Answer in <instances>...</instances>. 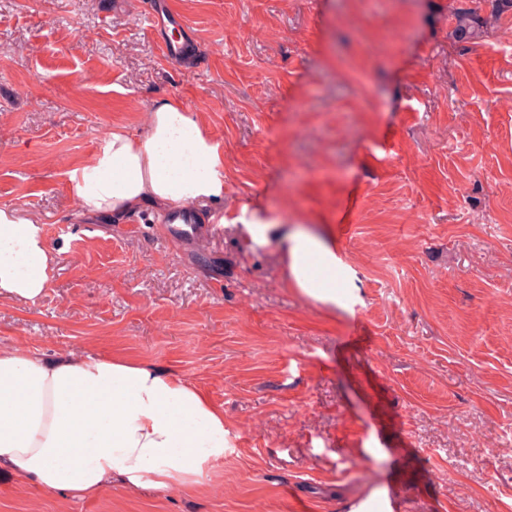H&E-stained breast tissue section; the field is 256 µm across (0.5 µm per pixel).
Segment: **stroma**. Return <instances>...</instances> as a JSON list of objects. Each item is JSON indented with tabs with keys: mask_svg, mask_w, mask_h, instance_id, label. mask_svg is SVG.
<instances>
[{
	"mask_svg": "<svg viewBox=\"0 0 512 512\" xmlns=\"http://www.w3.org/2000/svg\"><path fill=\"white\" fill-rule=\"evenodd\" d=\"M0 0V206L58 253L0 347L122 355L200 384L223 463L90 500L0 475V512H512V0ZM179 98L224 144V231L82 219L64 173ZM359 208H351V201ZM326 224L355 315L285 283L241 209ZM148 26L155 35L163 56L172 62L180 61L185 53V44L181 37H175L171 31L180 32L185 22L174 7V1H157L148 12Z\"/></svg>",
	"mask_w": 512,
	"mask_h": 512,
	"instance_id": "obj_1",
	"label": "stroma"
}]
</instances>
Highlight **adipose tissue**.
Instances as JSON below:
<instances>
[{
    "mask_svg": "<svg viewBox=\"0 0 512 512\" xmlns=\"http://www.w3.org/2000/svg\"><path fill=\"white\" fill-rule=\"evenodd\" d=\"M86 215L146 207H208L224 199V145L175 97L148 114L139 138L115 129L65 173ZM253 248L277 245L286 281L325 306L354 313L360 279L330 230L242 209ZM57 263L40 220L0 206V296L38 299ZM224 412L203 388L120 356L67 351L54 359L0 348V470L84 500L120 479L131 489L191 487L224 460Z\"/></svg>",
    "mask_w": 512,
    "mask_h": 512,
    "instance_id": "1",
    "label": "adipose tissue"
}]
</instances>
